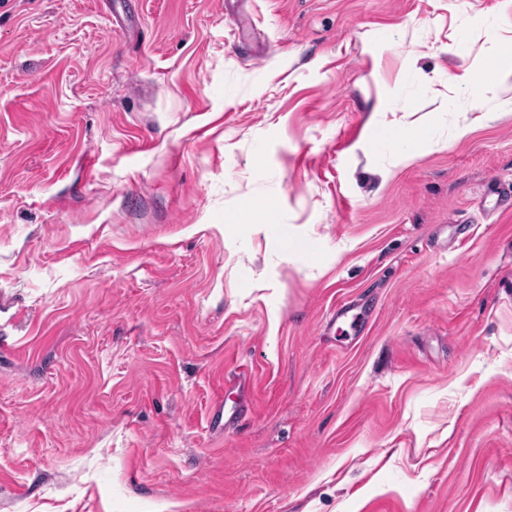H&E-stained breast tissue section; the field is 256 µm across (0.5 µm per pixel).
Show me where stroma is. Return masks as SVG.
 <instances>
[{"label":"stroma","mask_w":512,"mask_h":512,"mask_svg":"<svg viewBox=\"0 0 512 512\" xmlns=\"http://www.w3.org/2000/svg\"><path fill=\"white\" fill-rule=\"evenodd\" d=\"M508 30L0 0V512H512Z\"/></svg>","instance_id":"stroma-1"}]
</instances>
